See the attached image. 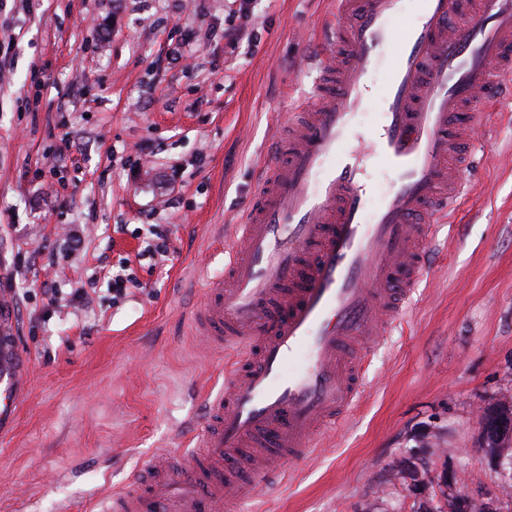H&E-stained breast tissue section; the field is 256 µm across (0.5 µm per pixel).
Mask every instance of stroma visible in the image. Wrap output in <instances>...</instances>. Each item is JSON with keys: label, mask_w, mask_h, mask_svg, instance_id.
I'll return each mask as SVG.
<instances>
[{"label": "stroma", "mask_w": 512, "mask_h": 512, "mask_svg": "<svg viewBox=\"0 0 512 512\" xmlns=\"http://www.w3.org/2000/svg\"><path fill=\"white\" fill-rule=\"evenodd\" d=\"M331 9L0 0V271L33 372L0 437V512H108L159 449L185 452L225 360L186 313L224 269L221 228L270 138L307 100ZM493 110L460 225L372 353L366 394L243 512L439 508L448 469L512 512V460L489 461L475 417L512 395V100ZM144 143L152 154L135 153ZM147 224L167 229V257H139ZM125 260L135 281L117 295Z\"/></svg>", "instance_id": "1"}]
</instances>
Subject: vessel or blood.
<instances>
[{
    "label": "vessel or blood",
    "instance_id": "b4317fda",
    "mask_svg": "<svg viewBox=\"0 0 512 512\" xmlns=\"http://www.w3.org/2000/svg\"><path fill=\"white\" fill-rule=\"evenodd\" d=\"M333 0L300 121L275 135L257 190L224 239V274L191 321L233 351L206 393L191 449L157 454L111 512H229L260 480L310 457L358 402L365 360L427 268L435 230L467 192L463 174L488 96L512 98V0ZM388 60L383 93L372 75ZM383 118L360 131L359 112ZM395 180L372 205L368 163ZM31 365L0 306V434Z\"/></svg>",
    "mask_w": 512,
    "mask_h": 512
}]
</instances>
